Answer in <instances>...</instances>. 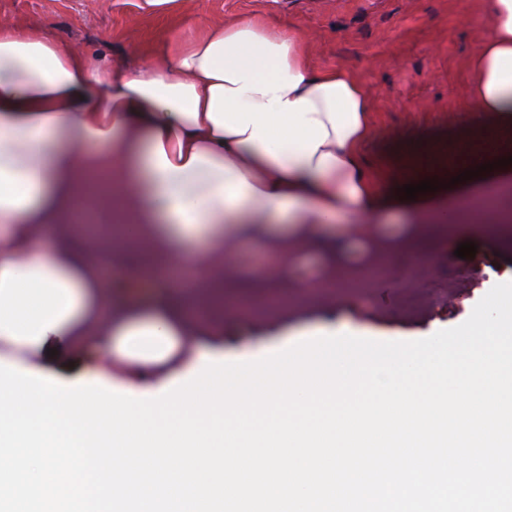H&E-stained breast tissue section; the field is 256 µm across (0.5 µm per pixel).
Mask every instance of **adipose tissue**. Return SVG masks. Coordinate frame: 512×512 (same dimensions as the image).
Here are the masks:
<instances>
[{
	"label": "adipose tissue",
	"mask_w": 512,
	"mask_h": 512,
	"mask_svg": "<svg viewBox=\"0 0 512 512\" xmlns=\"http://www.w3.org/2000/svg\"><path fill=\"white\" fill-rule=\"evenodd\" d=\"M489 36L474 53L476 109L512 153V0H490ZM365 84L340 68L312 70L295 30L257 18L172 35L150 56L115 66L39 29L0 23V339L111 384L128 364L158 388L188 377L211 350L173 357L202 310L171 280L138 309L130 289L142 254L159 245L170 268L224 285L243 239L292 255L326 224L381 221L399 205L365 151L375 137ZM120 209L128 233L68 238L79 197ZM116 252L124 275L105 277L95 255ZM103 361L89 364L91 353Z\"/></svg>",
	"instance_id": "ef3b65f1"
}]
</instances>
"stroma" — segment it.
<instances>
[{
	"mask_svg": "<svg viewBox=\"0 0 512 512\" xmlns=\"http://www.w3.org/2000/svg\"><path fill=\"white\" fill-rule=\"evenodd\" d=\"M0 15L115 63L144 57L176 31L259 16L298 31L313 68H344L365 83L376 129L366 158L393 181L406 172L403 145L412 137L427 153L445 146L458 174L501 157L470 100L468 61L490 34L486 0H182L165 13L146 12L141 0H0ZM327 233L332 252L312 247L282 268L278 295L296 320L253 305L245 291L225 315L223 335L205 344L219 352L253 341L291 346L299 323H346L377 341L418 340L463 323L494 285L512 282V222L441 227L392 209L372 231L339 220ZM464 242L476 244L474 257H456ZM379 264L388 274L367 277Z\"/></svg>",
	"mask_w": 512,
	"mask_h": 512,
	"instance_id": "35a3bbf8",
	"label": "stroma"
}]
</instances>
